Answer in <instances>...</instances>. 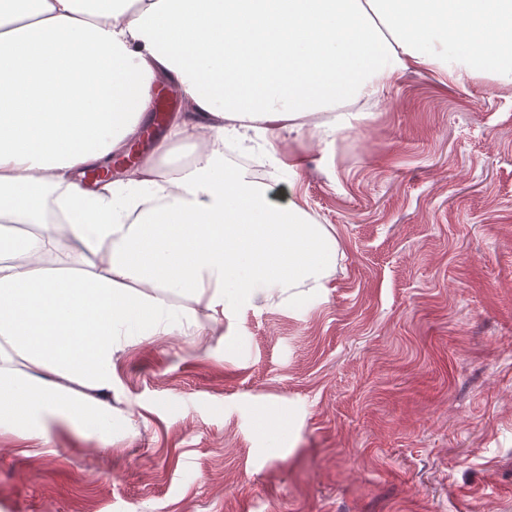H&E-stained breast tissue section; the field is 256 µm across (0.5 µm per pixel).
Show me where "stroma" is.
<instances>
[{"instance_id": "obj_1", "label": "stroma", "mask_w": 512, "mask_h": 512, "mask_svg": "<svg viewBox=\"0 0 512 512\" xmlns=\"http://www.w3.org/2000/svg\"><path fill=\"white\" fill-rule=\"evenodd\" d=\"M333 230L321 292L128 347L135 427L0 436V512H512V83L411 71L372 120L280 142Z\"/></svg>"}]
</instances>
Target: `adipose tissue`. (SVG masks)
Masks as SVG:
<instances>
[{"label": "adipose tissue", "instance_id": "ef3b65f1", "mask_svg": "<svg viewBox=\"0 0 512 512\" xmlns=\"http://www.w3.org/2000/svg\"><path fill=\"white\" fill-rule=\"evenodd\" d=\"M412 70L512 83V0H0V434L109 447L131 342L222 328L264 284L325 289L334 232L224 145L353 128ZM161 84L181 105L149 153L86 182Z\"/></svg>", "mask_w": 512, "mask_h": 512}]
</instances>
